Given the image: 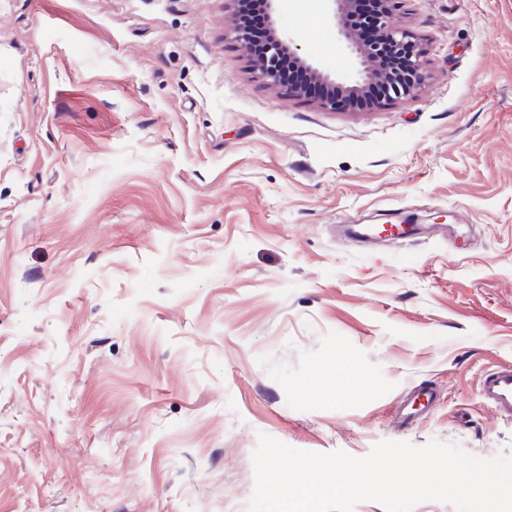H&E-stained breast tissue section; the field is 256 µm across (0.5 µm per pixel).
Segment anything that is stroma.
Listing matches in <instances>:
<instances>
[{"label":"stroma","instance_id":"1","mask_svg":"<svg viewBox=\"0 0 512 512\" xmlns=\"http://www.w3.org/2000/svg\"><path fill=\"white\" fill-rule=\"evenodd\" d=\"M232 11L0 0V512H248L263 434L512 452L478 390L512 363V0H398L424 81L348 110L268 86ZM277 29L350 68L325 0Z\"/></svg>","mask_w":512,"mask_h":512}]
</instances>
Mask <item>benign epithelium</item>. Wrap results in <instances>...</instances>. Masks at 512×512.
Here are the masks:
<instances>
[{"instance_id": "obj_1", "label": "benign epithelium", "mask_w": 512, "mask_h": 512, "mask_svg": "<svg viewBox=\"0 0 512 512\" xmlns=\"http://www.w3.org/2000/svg\"><path fill=\"white\" fill-rule=\"evenodd\" d=\"M331 4L332 18L336 28V34L345 45L352 57L355 69L352 76L338 82L332 75L322 71L313 61L307 58L298 46L291 44L274 33L272 41L268 44L263 53L253 54L254 68L272 87L281 86L280 69L283 54L298 58L310 71L321 81L334 88L336 86L347 92L357 95L371 81L378 79L384 83L389 90L388 100L404 99L412 96L419 88L415 81V75L423 74V60L419 53L411 54L410 73H398L385 75L379 72L377 61L381 55L388 51H397L408 45L417 46L416 41L404 32L393 28L390 24V15L395 0H379L382 3V11L371 18L373 26L379 30V39L372 45L361 43L345 26L343 17L345 12L354 6V0H328Z\"/></svg>"}]
</instances>
